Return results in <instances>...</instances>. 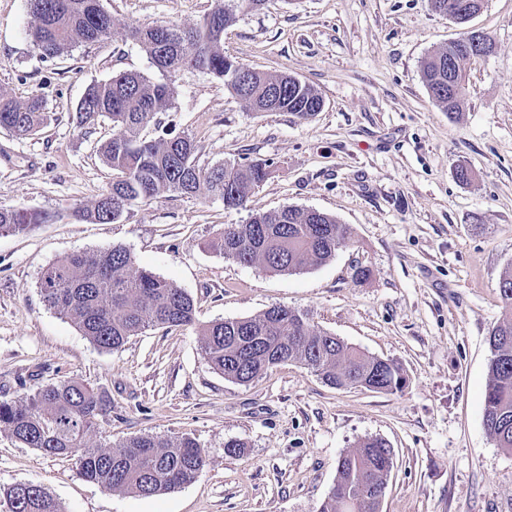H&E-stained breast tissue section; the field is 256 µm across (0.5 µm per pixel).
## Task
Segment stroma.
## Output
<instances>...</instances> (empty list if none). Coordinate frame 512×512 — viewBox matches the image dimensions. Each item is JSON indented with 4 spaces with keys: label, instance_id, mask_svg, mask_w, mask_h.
I'll use <instances>...</instances> for the list:
<instances>
[{
    "label": "stroma",
    "instance_id": "obj_1",
    "mask_svg": "<svg viewBox=\"0 0 512 512\" xmlns=\"http://www.w3.org/2000/svg\"><path fill=\"white\" fill-rule=\"evenodd\" d=\"M210 4L103 0L112 36L44 59L26 37L27 0H0V89L18 98L39 91L52 114L27 139L0 130V206L56 216L28 234L0 235V400L75 378L112 401L92 444L188 436L207 458L193 483L143 498L104 491L79 475L76 457L44 455L0 431V489L42 485L63 512H318L339 457L379 437L395 452L383 512H512V451L484 426L488 337L512 265V0H484L473 19L492 49L466 63L452 114L433 101L420 64L462 28L428 0H267L225 29L224 50L311 85L322 111L257 113L222 80L185 70L147 130L190 135L204 168L271 162L246 207L164 194L111 224L76 220L74 210L112 180L99 148L116 133L106 120L88 136L78 126L86 87L121 72L157 77L127 27L190 26ZM461 165L473 170L471 183L457 180ZM289 205L334 216L349 243L292 274L212 249L225 225ZM115 245L184 289L195 326L152 329L105 351L44 303L43 267ZM274 305L396 361L408 387L336 389L297 363L247 384L225 379L198 327ZM230 440L244 442L241 454L226 453Z\"/></svg>",
    "mask_w": 512,
    "mask_h": 512
}]
</instances>
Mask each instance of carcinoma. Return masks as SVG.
<instances>
[{"label": "carcinoma", "mask_w": 512, "mask_h": 512, "mask_svg": "<svg viewBox=\"0 0 512 512\" xmlns=\"http://www.w3.org/2000/svg\"><path fill=\"white\" fill-rule=\"evenodd\" d=\"M33 21L26 31L44 58H56L75 44H92L112 35V14L102 0H28ZM256 0H213L190 27H134L130 37L160 72L155 80L121 73L87 86L76 106L77 123L89 134L108 119L118 134L101 145L112 182L90 206L79 207L78 220L107 224L133 206L164 193L207 194L227 209L246 206L271 175V164L256 160L219 164L208 169L195 161L197 145L188 135L148 139L142 132L157 123L177 94L174 78L184 69L224 81L254 112H288L307 119L323 108L316 90L285 73L258 69L242 83L234 81L237 61L224 53V34L239 14L255 11ZM478 55L461 42L428 55L422 78L442 108L459 110L465 85L464 63ZM51 119L40 92L19 99L0 91V129L18 138L34 135ZM54 216L45 211L0 207V234H25ZM349 241V228L332 215L287 206L257 212L244 224H229L211 248L241 264H261L290 273L326 262ZM43 301L71 320L97 347L121 348L149 328L192 327V299L176 283L136 266L131 252L112 247L74 251L45 267L38 280ZM503 315L489 336L491 361L484 395V426L501 448L512 450V266L499 283ZM212 367L224 378L246 384L270 368L288 362L315 372L333 388L353 387L396 393L408 379L395 361L383 362L310 324L307 314L275 306L254 318L215 321L199 330ZM112 410L107 395L68 379L41 385L19 401H0V429L18 442L51 456L78 457L79 475L108 492L151 497L195 481L206 466L200 445L188 436L130 437L102 448L91 444L99 416ZM394 450L378 437L367 438L337 462L336 479L319 512H378L376 497L385 494ZM8 512H62L46 489L30 483L3 491Z\"/></svg>", "instance_id": "carcinoma-1"}]
</instances>
